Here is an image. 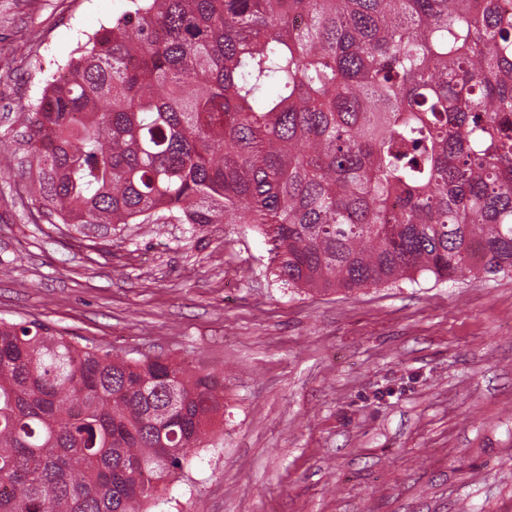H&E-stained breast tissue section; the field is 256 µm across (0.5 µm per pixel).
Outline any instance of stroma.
<instances>
[{"mask_svg": "<svg viewBox=\"0 0 512 512\" xmlns=\"http://www.w3.org/2000/svg\"><path fill=\"white\" fill-rule=\"evenodd\" d=\"M124 0H0V318L224 375L152 512H512V275L305 293L248 224L50 223L35 101Z\"/></svg>", "mask_w": 512, "mask_h": 512, "instance_id": "35a3bbf8", "label": "stroma"}]
</instances>
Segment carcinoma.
Instances as JSON below:
<instances>
[{"mask_svg":"<svg viewBox=\"0 0 512 512\" xmlns=\"http://www.w3.org/2000/svg\"><path fill=\"white\" fill-rule=\"evenodd\" d=\"M34 105L59 224H250L292 288L512 273L506 0H126ZM224 377L0 319V512H149Z\"/></svg>","mask_w":512,"mask_h":512,"instance_id":"carcinoma-1","label":"carcinoma"}]
</instances>
